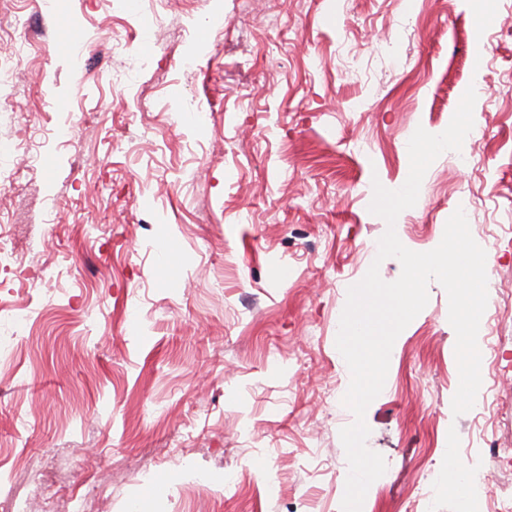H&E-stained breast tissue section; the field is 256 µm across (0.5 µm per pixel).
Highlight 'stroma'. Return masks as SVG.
Here are the masks:
<instances>
[{"instance_id":"1","label":"stroma","mask_w":512,"mask_h":512,"mask_svg":"<svg viewBox=\"0 0 512 512\" xmlns=\"http://www.w3.org/2000/svg\"><path fill=\"white\" fill-rule=\"evenodd\" d=\"M0 0V512H341L348 462L336 347L348 288L397 258L369 244L373 181L394 190L416 128L449 125L472 82L483 138L442 153L397 218L440 243L459 201L494 287L479 338L485 409L452 412L448 297L401 332L367 447L362 512H461L449 453L512 498V0ZM91 113L67 136V115ZM121 138L122 150L112 148ZM175 476L157 486L161 473Z\"/></svg>"}]
</instances>
